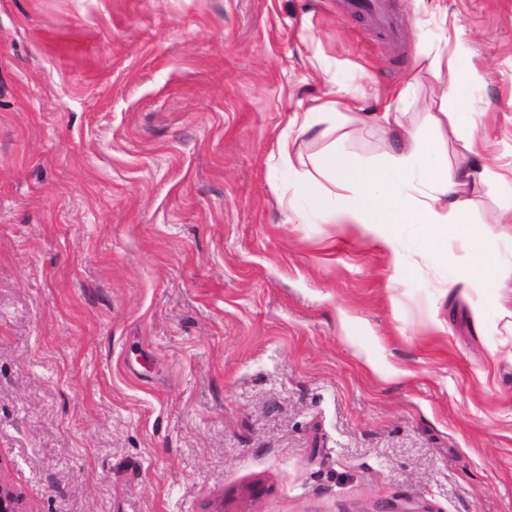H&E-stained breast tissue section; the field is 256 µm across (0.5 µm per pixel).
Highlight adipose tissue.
I'll list each match as a JSON object with an SVG mask.
<instances>
[{
	"mask_svg": "<svg viewBox=\"0 0 512 512\" xmlns=\"http://www.w3.org/2000/svg\"><path fill=\"white\" fill-rule=\"evenodd\" d=\"M401 143V154L378 166L329 147L312 170L301 173L296 193L325 221L354 225L390 250L396 247L398 224L429 225L438 241L452 234L469 237L466 194L488 176L498 183L505 208L512 212V175L476 164L449 165L409 129Z\"/></svg>",
	"mask_w": 512,
	"mask_h": 512,
	"instance_id": "ef3b65f1",
	"label": "adipose tissue"
}]
</instances>
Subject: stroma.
Wrapping results in <instances>:
<instances>
[{
  "label": "stroma",
  "mask_w": 512,
  "mask_h": 512,
  "mask_svg": "<svg viewBox=\"0 0 512 512\" xmlns=\"http://www.w3.org/2000/svg\"><path fill=\"white\" fill-rule=\"evenodd\" d=\"M0 0V483L28 512H512V223L404 260L290 223L271 153L395 154L390 108L512 169V0ZM463 50L471 109L429 125ZM410 88L406 102L397 93ZM496 297L443 294L485 239ZM482 301L474 318L473 303ZM346 13L365 14L375 26L384 31L393 41L399 38L396 20L385 11L383 0H341ZM314 126L311 112H304L302 116L297 113L288 122V134H283L277 141V152L273 154L276 156L277 163L281 166L288 167V170H296L295 158L292 152V144L294 138L292 134L296 132L298 135L310 131Z\"/></svg>",
  "instance_id": "1"
}]
</instances>
